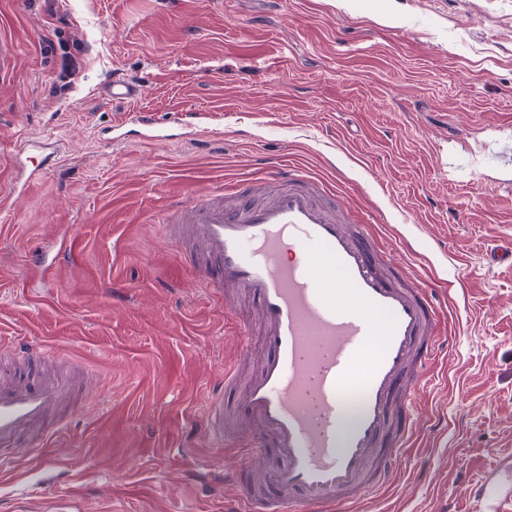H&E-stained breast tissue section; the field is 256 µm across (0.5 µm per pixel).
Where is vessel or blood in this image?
Here are the masks:
<instances>
[{
    "label": "vessel or blood",
    "instance_id": "obj_1",
    "mask_svg": "<svg viewBox=\"0 0 512 512\" xmlns=\"http://www.w3.org/2000/svg\"><path fill=\"white\" fill-rule=\"evenodd\" d=\"M144 86L113 77L105 96L131 103ZM141 143L173 141L153 113L134 112ZM17 170L21 199L50 164ZM337 201L317 198L305 170L252 181L228 204L224 189L172 207L164 233L190 259L189 276L233 316L260 355L242 349L207 399L197 427L225 447L224 396L253 432L237 442L241 512H353L390 488L418 425L416 400L440 353L439 299L421 274L380 246L372 225L351 229ZM93 371L45 344L0 336V468L41 453L64 416H76ZM360 413L341 426V399Z\"/></svg>",
    "mask_w": 512,
    "mask_h": 512
}]
</instances>
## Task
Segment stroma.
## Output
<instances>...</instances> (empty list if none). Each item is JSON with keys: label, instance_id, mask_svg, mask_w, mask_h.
Wrapping results in <instances>:
<instances>
[{"label": "stroma", "instance_id": "35a3bbf8", "mask_svg": "<svg viewBox=\"0 0 512 512\" xmlns=\"http://www.w3.org/2000/svg\"><path fill=\"white\" fill-rule=\"evenodd\" d=\"M0 35L17 55L0 193L23 139L61 155L0 212V332L64 347L97 385L41 455L0 472V512L62 493L88 512L236 501L205 480L216 450L190 422L243 341L161 226L175 200L289 165L448 293L454 341L418 397L422 431L361 512H485L489 470L512 481V266L487 256L512 241V0H0ZM116 75L160 120L207 113L198 136L101 142L128 110L100 95ZM66 225L72 250L42 275Z\"/></svg>", "mask_w": 512, "mask_h": 512}]
</instances>
